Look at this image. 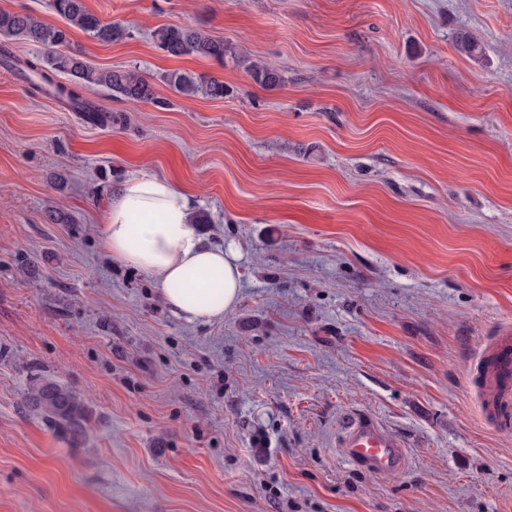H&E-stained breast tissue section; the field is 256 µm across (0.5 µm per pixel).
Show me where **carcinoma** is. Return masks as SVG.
<instances>
[{
	"label": "carcinoma",
	"mask_w": 512,
	"mask_h": 512,
	"mask_svg": "<svg viewBox=\"0 0 512 512\" xmlns=\"http://www.w3.org/2000/svg\"><path fill=\"white\" fill-rule=\"evenodd\" d=\"M49 6L67 23L89 33L101 42H111L126 35L125 29L115 23H107L91 13L84 0H49ZM0 35L31 41L46 50V56L22 61V70L28 72L27 79L34 91L51 96L65 106L86 113V117L100 123L112 121V116L103 113L92 102L72 87L55 80L44 69L49 65L58 73H67L83 81L87 86H104L116 97L129 102H157L154 88L137 69L116 68L97 70L81 59L64 54L58 48L68 41L65 29L44 23L29 13L0 10ZM159 47L174 57L195 55L218 61L224 60L227 45L204 31L186 26H164L153 31ZM458 50L472 60L482 57V49L473 37L460 32L456 36ZM254 81L263 87H276L285 82L281 72L262 64L249 67ZM165 83L175 93L184 97L202 96L222 99L227 94L224 82L208 76H197L191 72L174 70L163 76ZM28 409L41 415L53 427L60 438L72 446L81 445L89 431L90 411L81 397L61 381L49 376L32 379L24 396Z\"/></svg>",
	"instance_id": "1"
}]
</instances>
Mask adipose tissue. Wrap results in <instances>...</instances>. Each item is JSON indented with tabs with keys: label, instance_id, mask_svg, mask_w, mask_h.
<instances>
[{
	"label": "adipose tissue",
	"instance_id": "ef3b65f1",
	"mask_svg": "<svg viewBox=\"0 0 512 512\" xmlns=\"http://www.w3.org/2000/svg\"><path fill=\"white\" fill-rule=\"evenodd\" d=\"M190 196L168 179L144 172L112 195L102 227L113 259L153 276L165 303L192 320L211 321L234 308L242 287L237 249L199 234Z\"/></svg>",
	"mask_w": 512,
	"mask_h": 512
}]
</instances>
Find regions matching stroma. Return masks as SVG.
Returning <instances> with one entry per match:
<instances>
[{
    "label": "stroma",
    "mask_w": 512,
    "mask_h": 512,
    "mask_svg": "<svg viewBox=\"0 0 512 512\" xmlns=\"http://www.w3.org/2000/svg\"><path fill=\"white\" fill-rule=\"evenodd\" d=\"M84 3L129 35L68 27L66 52L159 102L84 88L113 117L93 125L0 64V512H512V431L473 380L512 331V0ZM168 25L224 62L170 56ZM173 70L229 93L182 97ZM143 171L239 250L222 319L106 251L104 203ZM40 375L85 400L83 445L25 407ZM357 415L405 442L402 473L342 457ZM159 47L174 57L195 55L224 61L229 51L224 40L210 37L199 28L186 26H164L153 31Z\"/></svg>",
    "instance_id": "obj_1"
}]
</instances>
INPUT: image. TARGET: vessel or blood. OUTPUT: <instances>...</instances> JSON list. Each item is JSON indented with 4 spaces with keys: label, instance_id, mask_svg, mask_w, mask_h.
Listing matches in <instances>:
<instances>
[{
    "label": "vessel or blood",
    "instance_id": "b4317fda",
    "mask_svg": "<svg viewBox=\"0 0 512 512\" xmlns=\"http://www.w3.org/2000/svg\"><path fill=\"white\" fill-rule=\"evenodd\" d=\"M488 350L492 362L481 368L479 387L494 421L507 427L512 425V335L495 337ZM338 446L345 460L379 476L402 472L408 459L405 443L371 418L348 421Z\"/></svg>",
    "mask_w": 512,
    "mask_h": 512
}]
</instances>
